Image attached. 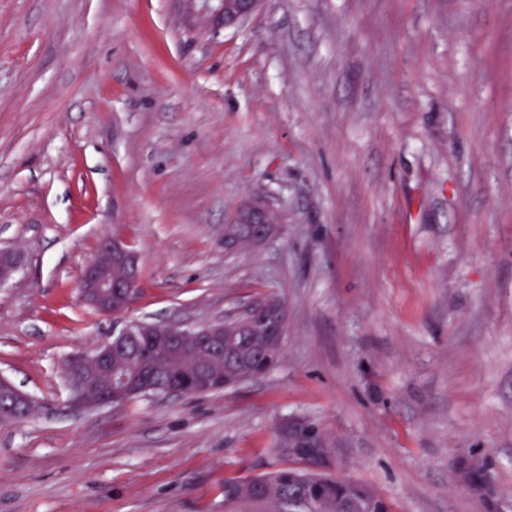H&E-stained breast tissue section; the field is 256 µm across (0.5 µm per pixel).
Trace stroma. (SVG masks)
I'll return each mask as SVG.
<instances>
[{
	"mask_svg": "<svg viewBox=\"0 0 512 512\" xmlns=\"http://www.w3.org/2000/svg\"><path fill=\"white\" fill-rule=\"evenodd\" d=\"M282 225L224 248L248 198ZM138 254L118 317L77 288ZM0 512H262L224 486L316 424L393 512H512V0H0ZM273 293L267 374L68 408L63 362L136 321ZM484 464L488 487L466 468ZM262 0H221L224 27H231L244 22L257 8ZM121 239H100L93 258L83 268L79 282V294L87 304L99 307L103 316H118L126 312L139 293L140 267L137 255ZM119 257L124 276H112V259Z\"/></svg>",
	"mask_w": 512,
	"mask_h": 512,
	"instance_id": "obj_1",
	"label": "stroma"
}]
</instances>
